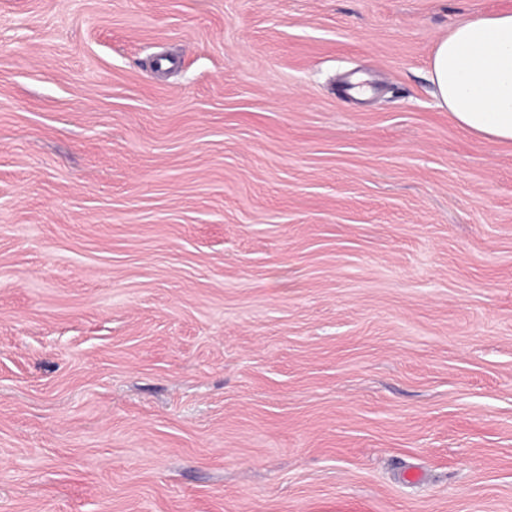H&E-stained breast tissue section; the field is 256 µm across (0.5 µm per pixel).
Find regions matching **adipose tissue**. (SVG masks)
<instances>
[{
	"label": "adipose tissue",
	"mask_w": 512,
	"mask_h": 512,
	"mask_svg": "<svg viewBox=\"0 0 512 512\" xmlns=\"http://www.w3.org/2000/svg\"><path fill=\"white\" fill-rule=\"evenodd\" d=\"M431 80L463 129L512 143V11L468 17L436 45Z\"/></svg>",
	"instance_id": "obj_1"
}]
</instances>
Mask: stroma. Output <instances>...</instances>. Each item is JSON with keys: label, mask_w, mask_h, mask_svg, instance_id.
I'll return each mask as SVG.
<instances>
[{"label": "stroma", "mask_w": 512, "mask_h": 512, "mask_svg": "<svg viewBox=\"0 0 512 512\" xmlns=\"http://www.w3.org/2000/svg\"><path fill=\"white\" fill-rule=\"evenodd\" d=\"M511 9L0 0V512H512ZM430 67L440 105L461 128L512 143V11L456 23L435 46Z\"/></svg>", "instance_id": "35a3bbf8"}]
</instances>
